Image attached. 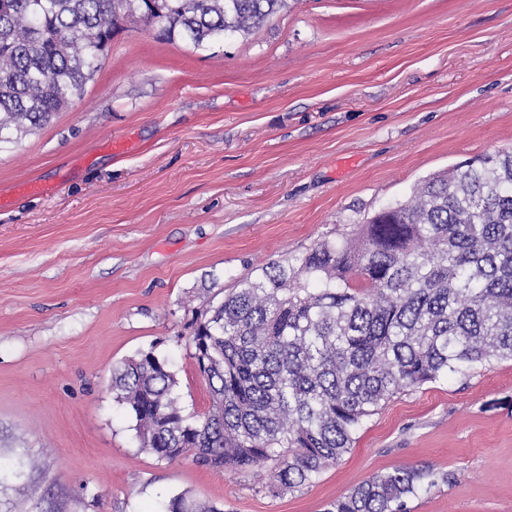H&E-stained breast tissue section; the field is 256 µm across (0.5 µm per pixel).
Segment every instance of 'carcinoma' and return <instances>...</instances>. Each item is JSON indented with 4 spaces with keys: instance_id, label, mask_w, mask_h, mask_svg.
<instances>
[{
    "instance_id": "1",
    "label": "carcinoma",
    "mask_w": 512,
    "mask_h": 512,
    "mask_svg": "<svg viewBox=\"0 0 512 512\" xmlns=\"http://www.w3.org/2000/svg\"><path fill=\"white\" fill-rule=\"evenodd\" d=\"M286 0H0V147L67 109L99 70L120 13L206 48L268 23ZM193 357L211 396L191 421L168 361L113 370L142 450L264 470L274 496L313 483L393 395L512 359V150L423 180L410 200L292 260L249 270L197 309ZM415 467L379 473L326 512H409ZM166 512H221L184 494Z\"/></svg>"
}]
</instances>
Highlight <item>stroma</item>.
I'll list each match as a JSON object with an SVG mask.
<instances>
[{
	"mask_svg": "<svg viewBox=\"0 0 512 512\" xmlns=\"http://www.w3.org/2000/svg\"><path fill=\"white\" fill-rule=\"evenodd\" d=\"M511 146L512 0H289L206 49L127 25L79 99L0 149V462L35 461L0 473V512H163L184 492L222 512H325L405 466L450 477L410 512H512V360L395 394L278 497L140 451L111 388L151 350L185 414L208 412L184 300Z\"/></svg>",
	"mask_w": 512,
	"mask_h": 512,
	"instance_id": "obj_1",
	"label": "stroma"
}]
</instances>
